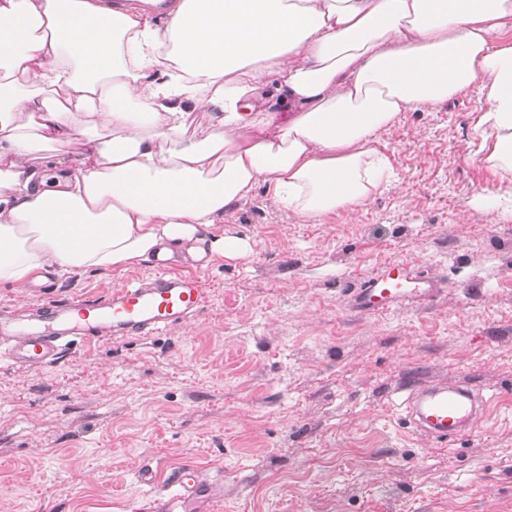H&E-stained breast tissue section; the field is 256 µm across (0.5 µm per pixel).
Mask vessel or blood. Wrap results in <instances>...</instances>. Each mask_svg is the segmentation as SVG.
Returning <instances> with one entry per match:
<instances>
[{
	"instance_id": "obj_1",
	"label": "vessel or blood",
	"mask_w": 512,
	"mask_h": 512,
	"mask_svg": "<svg viewBox=\"0 0 512 512\" xmlns=\"http://www.w3.org/2000/svg\"><path fill=\"white\" fill-rule=\"evenodd\" d=\"M147 280L134 279L102 296H75L43 302L26 315L0 323V358L22 366L58 360L66 347L81 340L92 343L115 336H150L178 323L192 321L205 304L206 290L194 275L171 272L157 263ZM435 281L405 263L386 267L368 279L354 296L360 311L376 314L405 300H430ZM404 419L413 429L445 445L474 431L484 418L490 398L467 382L425 380L404 388ZM138 481L148 493L123 502V512H213L215 488L197 469L178 466L165 482L145 467Z\"/></svg>"
}]
</instances>
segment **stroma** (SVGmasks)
I'll return each mask as SVG.
<instances>
[{
	"instance_id": "1",
	"label": "stroma",
	"mask_w": 512,
	"mask_h": 512,
	"mask_svg": "<svg viewBox=\"0 0 512 512\" xmlns=\"http://www.w3.org/2000/svg\"><path fill=\"white\" fill-rule=\"evenodd\" d=\"M478 86L401 113L379 134L393 177L357 213L305 224L268 185L208 239L194 320L154 336L76 342L47 367L0 360V512H119L137 470L188 463L216 512H512V219L474 205L501 182L478 154ZM415 263L429 302L368 315L357 288ZM154 273L48 272L0 287V309L104 294ZM463 380L493 395L452 448L415 433L399 390ZM211 250L225 257H237L250 249L248 241L235 237H222L210 242Z\"/></svg>"
}]
</instances>
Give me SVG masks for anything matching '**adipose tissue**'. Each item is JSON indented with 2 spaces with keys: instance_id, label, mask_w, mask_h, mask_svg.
<instances>
[{
  "instance_id": "ef3b65f1",
  "label": "adipose tissue",
  "mask_w": 512,
  "mask_h": 512,
  "mask_svg": "<svg viewBox=\"0 0 512 512\" xmlns=\"http://www.w3.org/2000/svg\"><path fill=\"white\" fill-rule=\"evenodd\" d=\"M511 29L512 0H0V285L200 259L262 182L307 223L354 211L391 175L379 132L476 83L511 176Z\"/></svg>"
}]
</instances>
